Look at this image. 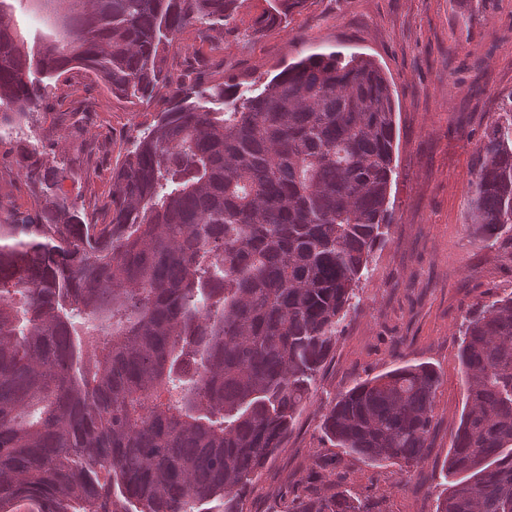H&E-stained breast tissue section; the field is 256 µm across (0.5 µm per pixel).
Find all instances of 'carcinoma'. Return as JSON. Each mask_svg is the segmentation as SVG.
<instances>
[{"instance_id": "cac0c4a2", "label": "carcinoma", "mask_w": 512, "mask_h": 512, "mask_svg": "<svg viewBox=\"0 0 512 512\" xmlns=\"http://www.w3.org/2000/svg\"><path fill=\"white\" fill-rule=\"evenodd\" d=\"M257 31L305 0H267ZM238 0H98L25 47L0 26V121L75 68L112 95L166 106L112 167L108 216L68 203L69 174L19 147L32 217L0 219V512H242L288 440L390 224L395 101L377 63L333 51L264 89L172 83L188 26ZM215 101L221 107L208 103ZM492 119L469 195L473 234L512 238V100ZM466 399L436 512H512V294L460 330ZM440 375L405 365L323 415L373 465L426 459ZM283 512H380L334 488Z\"/></svg>"}]
</instances>
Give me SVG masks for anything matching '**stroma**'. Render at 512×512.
<instances>
[{"label": "stroma", "instance_id": "1", "mask_svg": "<svg viewBox=\"0 0 512 512\" xmlns=\"http://www.w3.org/2000/svg\"><path fill=\"white\" fill-rule=\"evenodd\" d=\"M265 0H240L218 42L187 27L169 52L173 72L202 69L206 84L234 82L260 90L289 63L335 50L376 61L396 101L397 149L385 244L371 257L330 360L280 453L249 489L243 512H283L306 483L317 457H341L322 472L359 497L380 499L385 512H435L448 483L443 467L465 404L458 360L459 329L477 305L512 293V240L480 242L467 229L468 191L480 137L512 101V0H305L276 29L252 39ZM13 25L27 41L46 30L44 0H13ZM163 100L132 104L116 98L82 69L68 74L58 97L18 122L17 136L0 139V195L15 211L34 213L18 173L17 146H45L49 160L70 172V199L103 219L110 170L123 157L139 124L162 110ZM91 115L75 156L61 121L64 113ZM427 363L441 375L427 458L411 472L373 467L340 455L321 429V416L357 382L407 364Z\"/></svg>", "mask_w": 512, "mask_h": 512}]
</instances>
